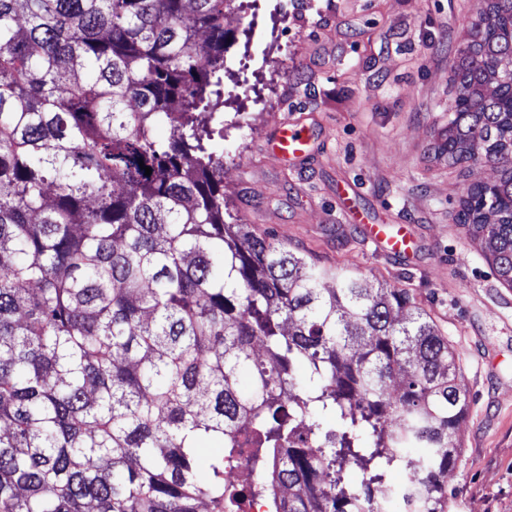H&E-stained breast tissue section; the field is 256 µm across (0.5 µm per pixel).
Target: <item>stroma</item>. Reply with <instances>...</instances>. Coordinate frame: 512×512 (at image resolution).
<instances>
[{
    "instance_id": "stroma-1",
    "label": "stroma",
    "mask_w": 512,
    "mask_h": 512,
    "mask_svg": "<svg viewBox=\"0 0 512 512\" xmlns=\"http://www.w3.org/2000/svg\"><path fill=\"white\" fill-rule=\"evenodd\" d=\"M477 0H269L263 39L246 42L239 16L224 47L253 57L256 95L224 104V198L241 223L320 265L371 286L409 289L461 357L467 412L456 434L446 512H512V288L456 222L469 185L490 165L449 167L437 154L456 86L452 65ZM314 141L295 172L260 147L282 120ZM351 185L369 221L411 225L408 262L375 251L336 205Z\"/></svg>"
}]
</instances>
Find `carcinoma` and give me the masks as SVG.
<instances>
[{
	"label": "carcinoma",
	"mask_w": 512,
	"mask_h": 512,
	"mask_svg": "<svg viewBox=\"0 0 512 512\" xmlns=\"http://www.w3.org/2000/svg\"><path fill=\"white\" fill-rule=\"evenodd\" d=\"M234 2L0 0V512H363L401 467L444 512L459 353L226 209ZM471 28L438 149L496 166L456 219L512 288V0Z\"/></svg>",
	"instance_id": "obj_1"
}]
</instances>
